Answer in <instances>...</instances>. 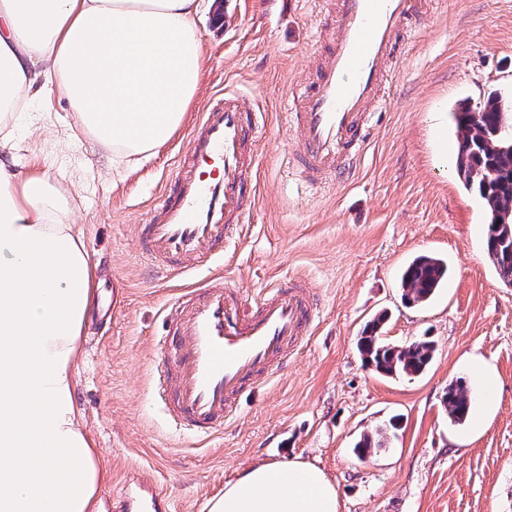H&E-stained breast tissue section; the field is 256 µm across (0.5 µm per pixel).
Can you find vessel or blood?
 Returning <instances> with one entry per match:
<instances>
[{"label":"vessel or blood","instance_id":"vessel-or-blood-1","mask_svg":"<svg viewBox=\"0 0 512 512\" xmlns=\"http://www.w3.org/2000/svg\"><path fill=\"white\" fill-rule=\"evenodd\" d=\"M336 26L320 63L293 88L287 129L309 181L346 180L368 142L369 119L382 111L389 65L403 48L400 29L420 19L421 0H332ZM265 115L234 91L215 96L197 116L186 159L177 160L139 230V249L155 275L180 278L170 301V328L157 346L167 358L151 372L154 398L176 429L200 439L237 410L239 398L287 364L310 336L316 299L305 281L273 282L254 310L216 270L236 246L247 208L246 143L257 141ZM116 512H165L159 493L126 483Z\"/></svg>","mask_w":512,"mask_h":512}]
</instances>
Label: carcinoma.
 Masks as SVG:
<instances>
[{"label":"carcinoma","instance_id":"cac0c4a2","mask_svg":"<svg viewBox=\"0 0 512 512\" xmlns=\"http://www.w3.org/2000/svg\"><path fill=\"white\" fill-rule=\"evenodd\" d=\"M480 126L468 122L466 107L455 113L458 128L456 168L464 188L475 194L487 217L486 252L494 254L493 267L501 281L512 285V223H498V216L512 204V104L501 105L492 95L482 104ZM448 276L447 262L433 255H420L401 276L402 300L409 305L428 302ZM385 316L371 321L359 339L360 354L386 375L417 376L430 366L434 342L418 339L405 346H392L380 336ZM451 423L463 425L469 418L471 386L459 377L448 384L444 397ZM385 447V431L362 435L355 445L358 456Z\"/></svg>","mask_w":512,"mask_h":512}]
</instances>
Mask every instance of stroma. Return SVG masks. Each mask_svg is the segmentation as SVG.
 <instances>
[{
    "instance_id": "35a3bbf8",
    "label": "stroma",
    "mask_w": 512,
    "mask_h": 512,
    "mask_svg": "<svg viewBox=\"0 0 512 512\" xmlns=\"http://www.w3.org/2000/svg\"><path fill=\"white\" fill-rule=\"evenodd\" d=\"M335 19L323 0H199L206 68L192 112L234 88L259 100L266 126L245 151L258 189L225 268L248 308L277 278L304 279L319 295L311 335L274 378L247 394L221 435L171 431L151 397L163 308L178 280H152L138 260V226L188 148L193 120L135 173L115 180L83 144L51 161L80 186L76 213L96 294L79 339L75 404L119 493L130 470L160 486L171 512H204L227 482L256 463L297 459L321 468L339 512H512V287L489 262L486 216L456 171L460 105L512 96V0H428L410 52L393 60L388 108L351 179L333 187L302 177L279 105L320 60ZM448 261L449 275L422 306L401 299V274L417 255ZM384 316L395 345L433 340L425 373L381 375L358 340ZM482 357L493 400L473 383L484 425H451L449 382ZM387 428L384 448L359 457L356 442Z\"/></svg>"
}]
</instances>
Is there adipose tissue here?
<instances>
[{
    "instance_id": "ef3b65f1",
    "label": "adipose tissue",
    "mask_w": 512,
    "mask_h": 512,
    "mask_svg": "<svg viewBox=\"0 0 512 512\" xmlns=\"http://www.w3.org/2000/svg\"><path fill=\"white\" fill-rule=\"evenodd\" d=\"M198 0H0V512H96L106 480L74 393L91 306L73 183L47 158L81 140L113 178L184 124L205 68ZM63 97L65 131L32 103ZM318 467L244 471L207 512H338Z\"/></svg>"
}]
</instances>
